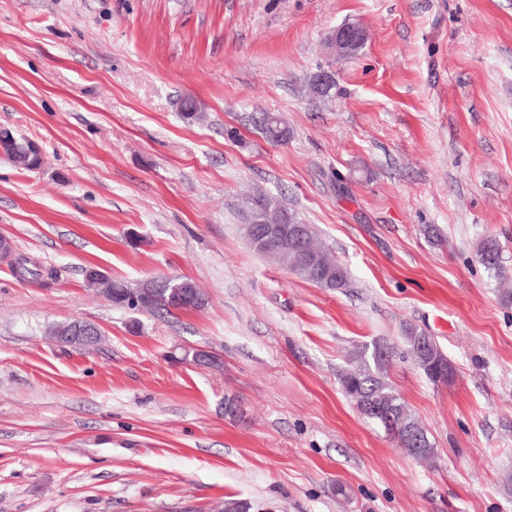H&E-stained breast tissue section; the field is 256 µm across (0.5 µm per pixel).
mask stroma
Returning a JSON list of instances; mask_svg holds the SVG:
<instances>
[{"label": "stroma", "instance_id": "1", "mask_svg": "<svg viewBox=\"0 0 512 512\" xmlns=\"http://www.w3.org/2000/svg\"><path fill=\"white\" fill-rule=\"evenodd\" d=\"M347 23L368 39L339 58ZM1 128L44 157L0 155V235L44 275L0 260V512H512V303L476 256L494 238L512 273V0H0ZM255 191L346 287L250 247ZM89 265L187 277L207 305L115 307ZM74 320L100 341L49 337ZM411 327L452 382L408 357ZM378 343L432 463L342 390ZM404 337L406 353L433 383L438 384L435 378L436 373L448 371L452 365L434 337L413 328L408 329ZM423 340L424 344L421 346L420 343Z\"/></svg>", "mask_w": 512, "mask_h": 512}]
</instances>
